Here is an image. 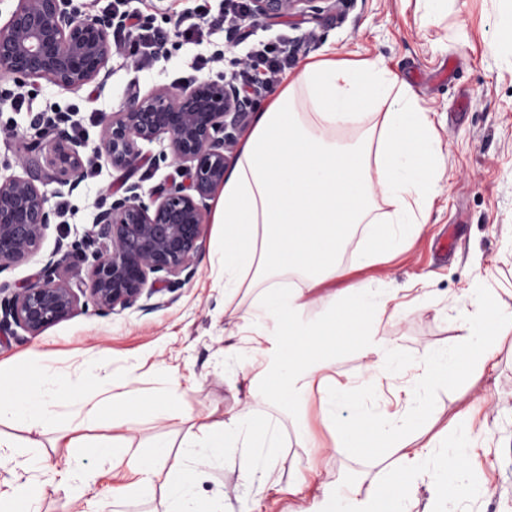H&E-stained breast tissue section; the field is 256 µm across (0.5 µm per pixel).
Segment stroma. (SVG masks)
<instances>
[{
  "label": "stroma",
  "instance_id": "stroma-1",
  "mask_svg": "<svg viewBox=\"0 0 512 512\" xmlns=\"http://www.w3.org/2000/svg\"><path fill=\"white\" fill-rule=\"evenodd\" d=\"M218 11L220 0H126L125 8L142 13L153 26L172 30L177 15L199 5ZM512 12V0H449L440 18L424 19L420 0H345L340 12L317 19L285 17L265 24H243L240 32L213 35L214 48L224 59L196 67L200 46L170 39L167 51L153 67L140 69L128 51L113 52L105 79L94 82L98 108L119 111L135 94L154 88H176L216 73L235 72L244 57V35L253 40L294 38L297 49L288 67L296 73L311 60H375L404 83L417 105L427 112L444 154L440 176L433 185L427 224L414 242L395 259L353 269L346 281L316 287L315 304L304 318L325 317V296L346 286L362 285L378 292L405 289L407 315L383 322L378 335L399 352L406 371L402 377L362 386L369 355L352 347L340 348L332 374L355 387V399L379 423L411 421L412 411L396 399L398 388H413L418 365L428 351H454L461 339L463 309L479 294L492 295L499 308L512 311V30L502 19ZM13 81L0 75V175H10V163L29 130V112L10 108ZM35 109L78 107V120L96 146L100 129L90 124L80 105L85 91H68L46 81L33 85ZM92 177L69 195L52 182L42 191L49 208L67 201L68 212L45 232L42 248L27 262L0 271V283L17 288L32 279L58 245H70L91 230L106 190L121 185L120 172L105 157H95ZM217 227L209 225L205 248L194 276L179 288L155 295L156 306H133L102 314L89 307L36 336L18 327L0 331V377L27 373L38 352L49 353L51 364L66 386L55 406L59 426H68L77 396L93 392L102 378L133 377L142 392L156 395L178 383L183 420L168 421L145 406L130 415L124 435L146 446L160 434L173 445L204 417L220 421L244 402L254 414L248 426L228 440L196 482L201 512H306L312 490L298 495L281 488L299 474L316 471L329 486L376 480L379 468L365 458L334 447L331 430L320 417L317 397H309L302 413L273 399H251L261 387L263 368H276L275 355L253 362L246 349L232 350L240 317L254 300L253 293L224 296V270L217 250ZM96 352L100 369L86 373L88 352ZM497 367L474 385L456 382L429 387L422 397L428 411L424 432L435 441L427 464L438 471L457 444L453 421L467 405L481 436L474 443L470 470L447 512H512V335L497 344ZM0 436L12 439L17 460L49 455L62 464L74 456L95 482L87 491L97 512H163L162 495L145 500L129 493L113 501L112 489L132 483L126 462L100 459L89 446L112 436L108 427L85 433L87 445L67 450L53 445L54 433L41 435V445L27 447L28 431L14 421L0 423Z\"/></svg>",
  "mask_w": 512,
  "mask_h": 512
}]
</instances>
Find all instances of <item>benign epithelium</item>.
<instances>
[{
    "label": "benign epithelium",
    "instance_id": "1",
    "mask_svg": "<svg viewBox=\"0 0 512 512\" xmlns=\"http://www.w3.org/2000/svg\"><path fill=\"white\" fill-rule=\"evenodd\" d=\"M343 0H249L248 17L316 19ZM112 18L81 15L73 0H16L0 28V73L20 86L45 80L77 91L98 80L112 57ZM255 100L235 79L192 80L177 89L158 87L134 95L104 117L95 151L127 174L143 157L142 145L166 140L182 180L171 179L143 194L128 184L99 210L86 246L91 254L57 249L42 272L20 288L0 285V328L15 325L32 336L93 304L118 312L189 279L206 241L207 200L224 185V173L252 117ZM73 114L40 112L34 135L14 165L23 174L0 177V271L26 262L59 217L29 175L40 165L43 141L51 151L48 176L73 191L86 144L75 138Z\"/></svg>",
    "mask_w": 512,
    "mask_h": 512
}]
</instances>
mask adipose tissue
<instances>
[{"label":"adipose tissue","instance_id":"adipose-tissue-1","mask_svg":"<svg viewBox=\"0 0 512 512\" xmlns=\"http://www.w3.org/2000/svg\"><path fill=\"white\" fill-rule=\"evenodd\" d=\"M388 105L380 127L366 126L365 106L375 100ZM358 125L349 138L344 126ZM442 152L426 112L408 96L396 76L376 61L343 65L325 59L305 63L262 109L245 132L224 176L215 202L213 222L220 226L224 291L246 289L256 294L253 309L241 317L242 337L253 355L263 354L271 336H279L281 361L266 393L291 408H299L311 387L308 378L320 372L317 388L321 416L333 431L338 448L371 449L373 461L390 451L400 454L396 467L383 471L368 488L323 493L307 512H409L417 490L416 476L427 457L405 426L377 425L355 404L349 384L328 376L337 347H358L372 354L365 382L400 370L394 349L375 337L378 324L403 318L396 291L349 289L346 299L323 320L307 323L303 314L313 305V288L343 279L352 267L388 262L410 245L429 217L432 185ZM388 212H380V204ZM384 224L388 230L372 248L344 261L360 225ZM474 310L465 311L466 333L453 355L428 356L419 387L448 380L477 382L494 370L495 346L512 334V315L496 311L493 302L477 296ZM52 366L35 360L31 378L0 382V420L25 424L42 435L56 428ZM112 404V425L122 427L127 413L144 398L133 380L103 382L98 397L76 401L81 423H94L102 401ZM251 416L250 405L229 419L204 422L184 441V453L194 467L170 459L166 438H156L149 452L124 447L137 474L134 492L150 498L164 491L173 512H198L191 498L197 467L223 448ZM472 429L460 435V448L445 459L434 487L437 498L455 495L459 479L470 467L466 449ZM165 474L164 486L155 478ZM93 481L79 466L66 464L54 481L31 478L17 483V512H40L42 500L62 487L82 498Z\"/></svg>","mask_w":512,"mask_h":512}]
</instances>
